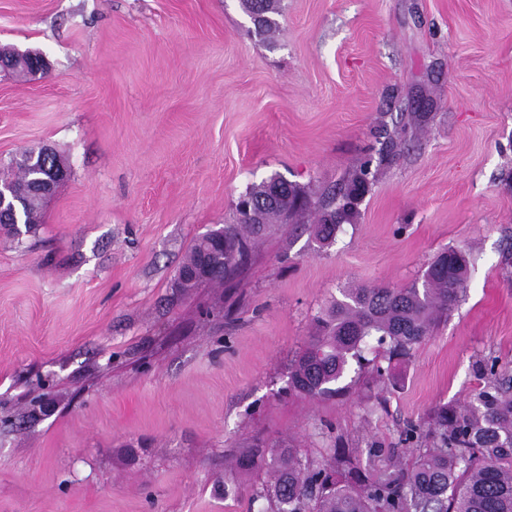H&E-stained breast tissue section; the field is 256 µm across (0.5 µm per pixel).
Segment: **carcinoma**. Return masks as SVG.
<instances>
[{
  "instance_id": "carcinoma-1",
  "label": "carcinoma",
  "mask_w": 512,
  "mask_h": 512,
  "mask_svg": "<svg viewBox=\"0 0 512 512\" xmlns=\"http://www.w3.org/2000/svg\"><path fill=\"white\" fill-rule=\"evenodd\" d=\"M244 12L257 20L259 35L276 31L278 0H241ZM17 172L0 181L17 188L37 171L19 161ZM272 177L246 192L265 200L267 221L288 215L302 204L293 186L268 202ZM41 198L22 197L21 220L26 229L37 222ZM260 224H250L244 213L239 223L228 224L216 234L198 238L181 264L193 267L205 257L209 275L176 283L188 291L203 283H220L248 255L250 236ZM468 259L456 248L440 252L423 274L422 285L404 288L367 286L343 292L315 322V332L296 356L289 371L288 389L296 396L318 398L341 391L336 383L349 362L364 367L363 350L375 336L388 346L389 356L409 353L426 337L466 292ZM486 386L462 407H442L428 422L427 432L405 431L404 441L418 449L410 467L401 466L391 454L372 448L377 464L361 466L351 448H330L328 458L304 460L289 448H258L248 463L265 467L270 478L255 492L266 502V512H512V379L498 372V359L481 363Z\"/></svg>"
}]
</instances>
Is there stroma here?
I'll list each match as a JSON object with an SVG mask.
<instances>
[{"mask_svg":"<svg viewBox=\"0 0 512 512\" xmlns=\"http://www.w3.org/2000/svg\"><path fill=\"white\" fill-rule=\"evenodd\" d=\"M0 0V170L47 146L67 176L30 230L0 227V512H258L252 448L320 460L512 377V0ZM328 244L312 226L361 168ZM279 176L307 208L242 272L183 291L194 241ZM467 291L387 379L286 395L315 320L348 288H401L446 248ZM278 0H241L244 12L257 20L255 30L259 35L273 34L278 28L274 15H278Z\"/></svg>","mask_w":512,"mask_h":512,"instance_id":"stroma-1","label":"stroma"}]
</instances>
